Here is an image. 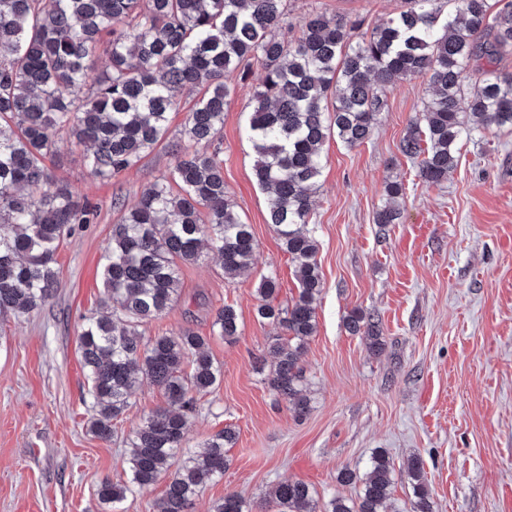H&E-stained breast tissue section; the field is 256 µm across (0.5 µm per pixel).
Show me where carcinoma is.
Wrapping results in <instances>:
<instances>
[{
  "label": "carcinoma",
  "instance_id": "1",
  "mask_svg": "<svg viewBox=\"0 0 512 512\" xmlns=\"http://www.w3.org/2000/svg\"><path fill=\"white\" fill-rule=\"evenodd\" d=\"M361 21L308 14L288 38V0H0V311L25 316L55 290L56 255L73 225L93 209L57 181L46 161L56 135L85 145L90 174L111 178L136 167L160 145L170 113L184 91L200 87L182 137L211 144L224 126V106L253 67L264 76L251 94L248 135L254 175L268 194V223L293 265L298 296L275 303L279 282L264 277L256 312L286 337L269 343L273 364L264 381L289 404L295 418L311 411L300 365L316 330L321 292L311 194L330 137L354 147L368 140L397 77H422L432 93L409 123L400 149L417 163L429 186L448 179L457 146L475 129L512 128V72L470 68L512 54V0H405V9L356 36ZM109 66L95 73L93 57ZM176 163L127 209L112 228L103 268L104 299L112 312L84 318L83 366L94 402L89 431L112 438L113 422L130 405L139 378L164 391L166 405L144 418L128 437L130 483H169L159 512H193L207 480L223 478L235 431L224 430L186 450L188 414L196 396L220 385L223 371L208 351V337L190 329L147 342L138 328L161 316L178 294L180 266L203 251L217 254L224 277L247 270L256 241L224 187L219 148L191 151L175 145ZM388 201L375 223L395 224L402 183L387 185ZM346 328L381 353L378 315L361 309ZM212 333L232 342L240 335L237 310H217ZM394 465L374 452L365 472L344 467L337 480L360 487L356 498L334 495L319 506L302 481L275 489V512H385ZM414 500L406 510L432 512L420 459L407 465ZM128 486L103 480L98 503L116 507ZM212 512H253L230 492Z\"/></svg>",
  "mask_w": 512,
  "mask_h": 512
}]
</instances>
